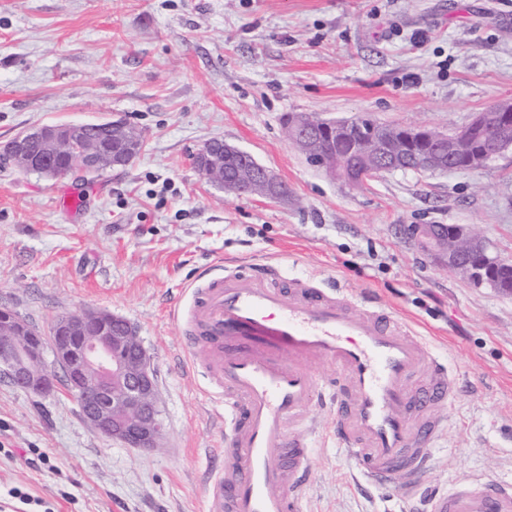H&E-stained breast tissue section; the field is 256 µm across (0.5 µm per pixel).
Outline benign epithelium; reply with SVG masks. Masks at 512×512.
Masks as SVG:
<instances>
[{"mask_svg": "<svg viewBox=\"0 0 512 512\" xmlns=\"http://www.w3.org/2000/svg\"><path fill=\"white\" fill-rule=\"evenodd\" d=\"M289 143L328 177L362 187L386 174L472 171L487 167L512 150V101L494 103L463 126L438 129L422 122L385 128L365 116L325 119L292 112L282 118ZM497 136L486 143L487 130ZM121 141L113 150L105 137ZM142 137L127 123H62L23 131L0 148V162L55 178L82 177L130 165ZM192 163L227 195L258 194L288 201V187L248 151L224 139H211ZM411 236L436 262L470 283L512 296V260L490 251L483 237L465 224H413ZM51 351L53 365L45 352ZM67 374L64 386L84 420L104 438L131 448L159 447L165 424L156 396L149 356L135 328L104 310L62 314L54 336L32 333L19 315L0 306V375L15 386L45 395L56 388L54 369Z\"/></svg>", "mask_w": 512, "mask_h": 512, "instance_id": "benign-epithelium-1", "label": "benign epithelium"}]
</instances>
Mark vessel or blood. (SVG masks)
I'll use <instances>...</instances> for the list:
<instances>
[{"label": "vessel or blood", "instance_id": "obj_1", "mask_svg": "<svg viewBox=\"0 0 512 512\" xmlns=\"http://www.w3.org/2000/svg\"><path fill=\"white\" fill-rule=\"evenodd\" d=\"M273 278L265 266L228 274L217 265L191 286L189 307L171 311L190 364L208 373V396L224 403L233 452L230 466L208 473L206 512H306L315 402L334 411L336 446L358 476L378 486L407 478L413 498L444 426L432 411L455 396L447 366L393 310L362 312L350 292ZM314 359L332 377L314 373ZM430 512H512V483L459 481Z\"/></svg>", "mask_w": 512, "mask_h": 512}]
</instances>
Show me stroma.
I'll return each instance as SVG.
<instances>
[{"mask_svg":"<svg viewBox=\"0 0 512 512\" xmlns=\"http://www.w3.org/2000/svg\"><path fill=\"white\" fill-rule=\"evenodd\" d=\"M512 100V0H0V145L42 124L121 119L144 138L123 169L47 178L0 168V303L41 334L101 309L132 322L165 420L161 448L109 441L65 389L0 378V496L50 512H205L224 407L179 365L168 310L205 268L268 264L281 282L347 288L402 315L445 358L456 395L421 479L512 482V297L420 252L412 224H470L512 259V151L479 171L328 179L286 139L311 112L462 126ZM221 138L287 185V203L235 197L190 157ZM308 512H402L331 441L313 450Z\"/></svg>","mask_w":512,"mask_h":512,"instance_id":"obj_1","label":"stroma"}]
</instances>
